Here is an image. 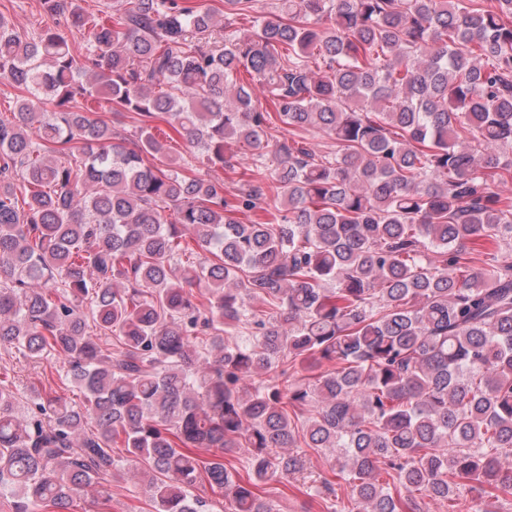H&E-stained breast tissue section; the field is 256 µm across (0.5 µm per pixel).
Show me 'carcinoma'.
I'll return each instance as SVG.
<instances>
[{"instance_id": "obj_1", "label": "carcinoma", "mask_w": 512, "mask_h": 512, "mask_svg": "<svg viewBox=\"0 0 512 512\" xmlns=\"http://www.w3.org/2000/svg\"><path fill=\"white\" fill-rule=\"evenodd\" d=\"M253 2L224 0L239 34L193 0H121L111 23L43 0L68 36L0 15V82L29 93L0 116V346L60 358L83 396L22 407L0 380L16 512L86 489L109 507L119 442L155 512H207L201 483L228 512H276L257 489L308 478L306 448L334 452L348 512L512 495V202L491 189L512 179V0ZM89 101L139 116L135 147ZM158 114L211 167L254 150V180L229 198L147 163Z\"/></svg>"}]
</instances>
